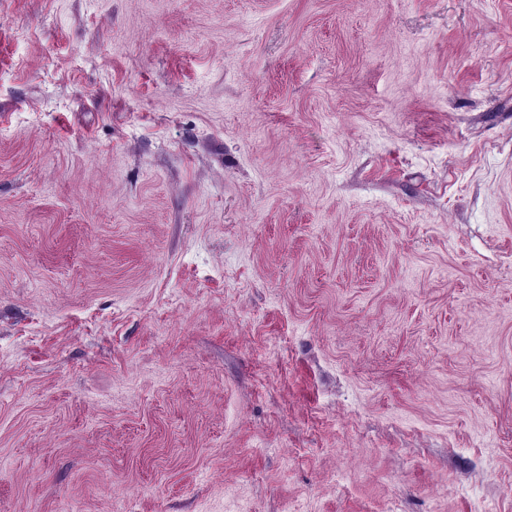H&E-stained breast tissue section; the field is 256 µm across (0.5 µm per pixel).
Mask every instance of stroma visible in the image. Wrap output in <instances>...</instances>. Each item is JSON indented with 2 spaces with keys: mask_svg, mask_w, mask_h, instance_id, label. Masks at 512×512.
<instances>
[{
  "mask_svg": "<svg viewBox=\"0 0 512 512\" xmlns=\"http://www.w3.org/2000/svg\"><path fill=\"white\" fill-rule=\"evenodd\" d=\"M0 512H512V0H0Z\"/></svg>",
  "mask_w": 512,
  "mask_h": 512,
  "instance_id": "35a3bbf8",
  "label": "stroma"
}]
</instances>
